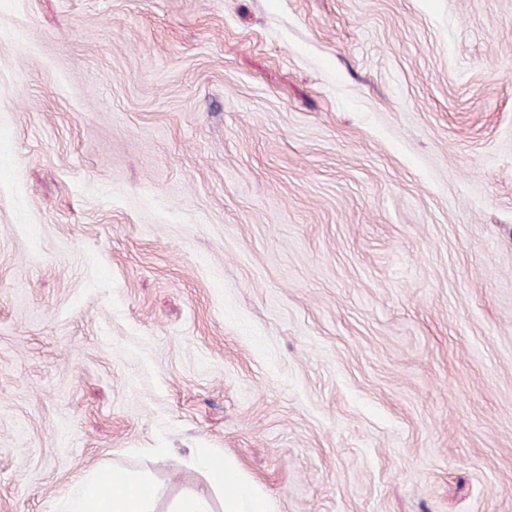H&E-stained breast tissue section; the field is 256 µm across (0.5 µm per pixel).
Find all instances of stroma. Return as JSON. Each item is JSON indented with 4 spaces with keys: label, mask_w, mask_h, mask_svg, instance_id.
<instances>
[{
    "label": "stroma",
    "mask_w": 512,
    "mask_h": 512,
    "mask_svg": "<svg viewBox=\"0 0 512 512\" xmlns=\"http://www.w3.org/2000/svg\"><path fill=\"white\" fill-rule=\"evenodd\" d=\"M512 512V0H0V512ZM194 459L208 473L211 483L224 490L222 512H275L272 499L250 482L233 463H218L209 448H198ZM112 473L121 478V488L113 493ZM100 487L107 472L93 473L78 480L63 504L62 512H155L154 486L149 478L113 470ZM208 497L196 493H184L176 501L171 512H214Z\"/></svg>",
    "instance_id": "stroma-1"
}]
</instances>
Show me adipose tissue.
I'll use <instances>...</instances> for the list:
<instances>
[{"label": "adipose tissue", "instance_id": "adipose-tissue-1", "mask_svg": "<svg viewBox=\"0 0 512 512\" xmlns=\"http://www.w3.org/2000/svg\"><path fill=\"white\" fill-rule=\"evenodd\" d=\"M197 466L207 472L211 483L223 489L221 509H213L208 497L182 494L172 512H275L272 499L250 482L233 463H218L211 449L194 454ZM121 487L112 497H104L100 487L103 473L80 478L63 504L62 512H154V487L149 478L121 473Z\"/></svg>", "mask_w": 512, "mask_h": 512}]
</instances>
